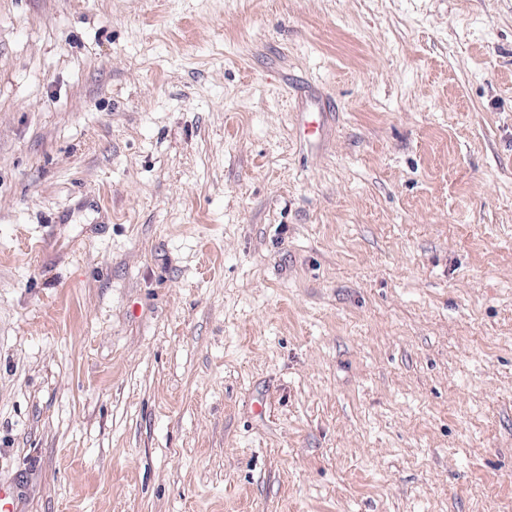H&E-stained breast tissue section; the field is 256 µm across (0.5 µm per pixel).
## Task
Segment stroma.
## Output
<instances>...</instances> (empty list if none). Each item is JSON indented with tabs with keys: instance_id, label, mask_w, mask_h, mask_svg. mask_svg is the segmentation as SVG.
Here are the masks:
<instances>
[{
	"instance_id": "35a3bbf8",
	"label": "stroma",
	"mask_w": 512,
	"mask_h": 512,
	"mask_svg": "<svg viewBox=\"0 0 512 512\" xmlns=\"http://www.w3.org/2000/svg\"><path fill=\"white\" fill-rule=\"evenodd\" d=\"M16 512H512V0H0Z\"/></svg>"
}]
</instances>
